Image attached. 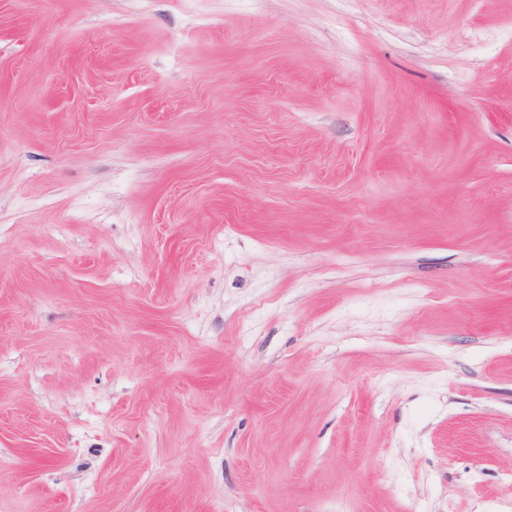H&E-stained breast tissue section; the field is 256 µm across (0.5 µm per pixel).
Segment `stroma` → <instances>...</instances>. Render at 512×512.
Returning <instances> with one entry per match:
<instances>
[{"label":"stroma","instance_id":"35a3bbf8","mask_svg":"<svg viewBox=\"0 0 512 512\" xmlns=\"http://www.w3.org/2000/svg\"><path fill=\"white\" fill-rule=\"evenodd\" d=\"M512 512V0H0V512Z\"/></svg>","mask_w":512,"mask_h":512}]
</instances>
